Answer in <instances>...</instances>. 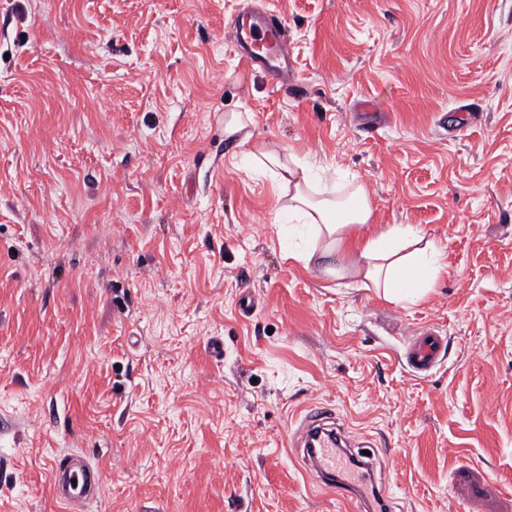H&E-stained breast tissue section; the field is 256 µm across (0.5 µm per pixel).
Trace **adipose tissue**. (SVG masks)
<instances>
[{"instance_id":"1","label":"adipose tissue","mask_w":512,"mask_h":512,"mask_svg":"<svg viewBox=\"0 0 512 512\" xmlns=\"http://www.w3.org/2000/svg\"><path fill=\"white\" fill-rule=\"evenodd\" d=\"M240 113L226 115L224 132L237 137L246 157L268 173L285 202L283 212L294 223L310 225L320 251L298 253V260L314 256L338 258L343 267L326 266L327 274L344 270L381 289L385 299L415 301L429 290L442 266L443 251L423 232L408 224L373 229V207L363 184L345 179L342 192L319 197L309 170L295 154L249 147L250 136Z\"/></svg>"}]
</instances>
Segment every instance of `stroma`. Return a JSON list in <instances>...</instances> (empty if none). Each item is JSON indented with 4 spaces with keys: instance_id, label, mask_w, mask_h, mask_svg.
Returning a JSON list of instances; mask_svg holds the SVG:
<instances>
[{
    "instance_id": "stroma-1",
    "label": "stroma",
    "mask_w": 512,
    "mask_h": 512,
    "mask_svg": "<svg viewBox=\"0 0 512 512\" xmlns=\"http://www.w3.org/2000/svg\"><path fill=\"white\" fill-rule=\"evenodd\" d=\"M246 7L0 0V512H63L72 453L87 512H352L291 448L310 403L389 444L401 512H512V0H266L284 84L242 61ZM230 112L438 243L433 288L289 257ZM441 349L438 336L428 332L425 336L416 337L409 351V359L415 369L427 370L437 362ZM99 474L98 465L80 456H64L53 467V495L68 505L72 512H82L97 497ZM72 479H76V486H73Z\"/></svg>"
}]
</instances>
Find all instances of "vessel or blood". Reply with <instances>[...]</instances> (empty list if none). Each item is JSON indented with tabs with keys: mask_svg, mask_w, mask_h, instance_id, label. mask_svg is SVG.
I'll return each mask as SVG.
<instances>
[{
	"mask_svg": "<svg viewBox=\"0 0 512 512\" xmlns=\"http://www.w3.org/2000/svg\"><path fill=\"white\" fill-rule=\"evenodd\" d=\"M281 19L266 14L253 20L237 19L233 24L234 38L252 64L262 67L272 78H281L288 72L291 49L282 33ZM441 353L437 336L417 337L409 351L415 369L432 367ZM326 410L319 405L306 409L293 439L303 450L305 460L311 462L325 485L335 488L339 499L365 504L376 503L378 512H396L397 506L384 490L369 491L366 484L339 479L336 470L340 464L341 437L325 429ZM100 468L82 457L68 455L56 461L53 467L52 490L56 500L69 506L71 512H84L97 497Z\"/></svg>",
	"mask_w": 512,
	"mask_h": 512,
	"instance_id": "vessel-or-blood-1",
	"label": "vessel or blood"
}]
</instances>
